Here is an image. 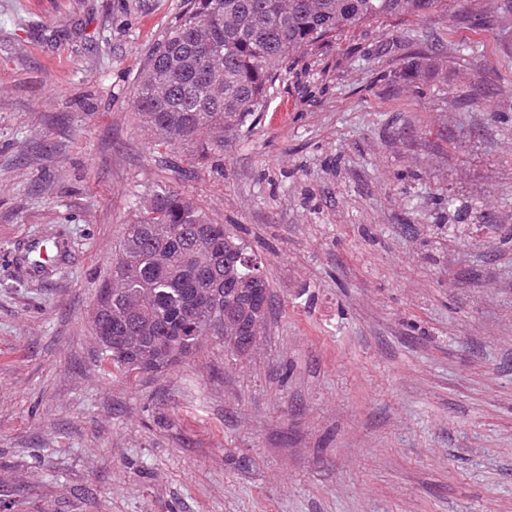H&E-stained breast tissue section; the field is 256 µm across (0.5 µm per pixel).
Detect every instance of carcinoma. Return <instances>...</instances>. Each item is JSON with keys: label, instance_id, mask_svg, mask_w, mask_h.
Wrapping results in <instances>:
<instances>
[{"label": "carcinoma", "instance_id": "carcinoma-1", "mask_svg": "<svg viewBox=\"0 0 512 512\" xmlns=\"http://www.w3.org/2000/svg\"><path fill=\"white\" fill-rule=\"evenodd\" d=\"M149 49L137 73L133 110L157 145H189L203 161L224 134L252 126L300 48H319L366 23L448 9V0H191ZM122 228L110 278L99 290L98 336L112 371L138 376L193 354L205 332L200 312L248 326L268 315L260 266L224 225L189 197L160 188Z\"/></svg>", "mask_w": 512, "mask_h": 512}]
</instances>
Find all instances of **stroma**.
<instances>
[{
	"instance_id": "35a3bbf8",
	"label": "stroma",
	"mask_w": 512,
	"mask_h": 512,
	"mask_svg": "<svg viewBox=\"0 0 512 512\" xmlns=\"http://www.w3.org/2000/svg\"><path fill=\"white\" fill-rule=\"evenodd\" d=\"M187 4L0 0V512H512V14L461 0L299 49L201 167L133 112ZM161 185L274 307L247 354L207 336L129 383L90 313ZM33 239L66 245L35 275Z\"/></svg>"
}]
</instances>
